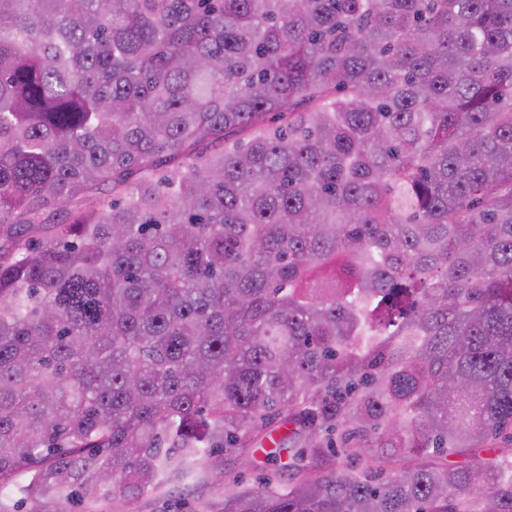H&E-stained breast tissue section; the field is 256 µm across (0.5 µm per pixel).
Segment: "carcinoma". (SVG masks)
<instances>
[{
    "instance_id": "carcinoma-1",
    "label": "carcinoma",
    "mask_w": 512,
    "mask_h": 512,
    "mask_svg": "<svg viewBox=\"0 0 512 512\" xmlns=\"http://www.w3.org/2000/svg\"><path fill=\"white\" fill-rule=\"evenodd\" d=\"M268 443L512 512V0H0V512Z\"/></svg>"
}]
</instances>
